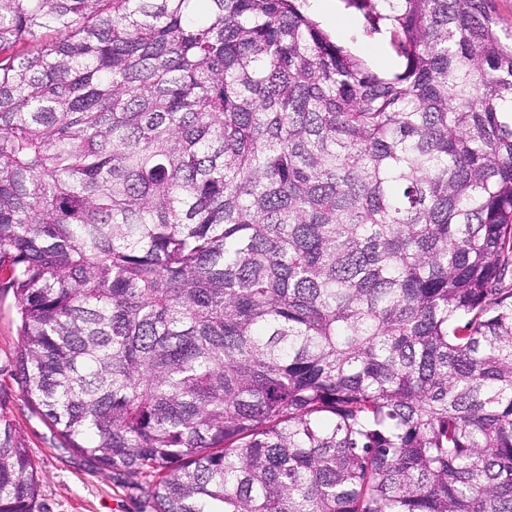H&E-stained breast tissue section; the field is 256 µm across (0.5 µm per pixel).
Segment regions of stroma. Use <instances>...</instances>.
<instances>
[{"label": "stroma", "mask_w": 512, "mask_h": 512, "mask_svg": "<svg viewBox=\"0 0 512 512\" xmlns=\"http://www.w3.org/2000/svg\"><path fill=\"white\" fill-rule=\"evenodd\" d=\"M332 2L335 17L320 18L321 27L371 64L374 72H397L400 60L386 40L365 38L360 14L345 0ZM344 20L352 23L345 32L338 27ZM17 348L15 299L0 290V416L10 420L38 468L40 492L34 512H156L146 478L120 471L100 474L86 458L66 448L55 429L33 410L15 375Z\"/></svg>", "instance_id": "35a3bbf8"}]
</instances>
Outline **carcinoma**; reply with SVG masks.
<instances>
[{
    "label": "carcinoma",
    "mask_w": 512,
    "mask_h": 512,
    "mask_svg": "<svg viewBox=\"0 0 512 512\" xmlns=\"http://www.w3.org/2000/svg\"><path fill=\"white\" fill-rule=\"evenodd\" d=\"M300 2L0 0L15 375L157 512H512V37L347 0L380 76Z\"/></svg>",
    "instance_id": "obj_1"
}]
</instances>
